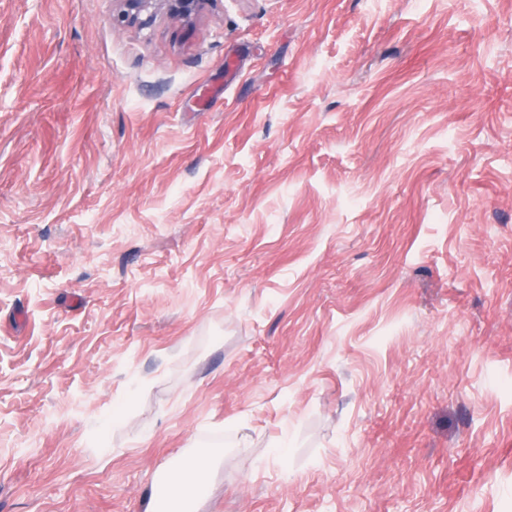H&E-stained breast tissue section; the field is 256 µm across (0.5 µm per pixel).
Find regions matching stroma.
I'll return each instance as SVG.
<instances>
[{"label": "stroma", "mask_w": 512, "mask_h": 512, "mask_svg": "<svg viewBox=\"0 0 512 512\" xmlns=\"http://www.w3.org/2000/svg\"><path fill=\"white\" fill-rule=\"evenodd\" d=\"M0 0V512H512V0ZM210 1L213 0H119L121 9L116 21L120 23L138 21L147 25L155 17L159 6L173 17L190 20ZM209 454L185 457L178 469L171 471L166 479V493L155 498L150 512H187L189 497L202 481L204 470L209 462Z\"/></svg>", "instance_id": "stroma-1"}]
</instances>
